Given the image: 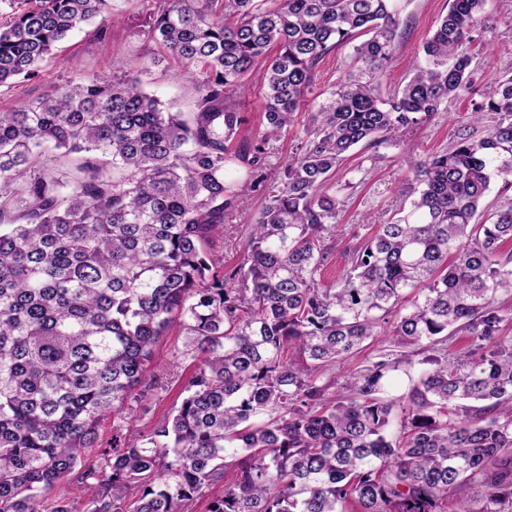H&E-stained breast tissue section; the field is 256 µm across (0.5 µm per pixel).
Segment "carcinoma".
<instances>
[{
    "instance_id": "cac0c4a2",
    "label": "carcinoma",
    "mask_w": 512,
    "mask_h": 512,
    "mask_svg": "<svg viewBox=\"0 0 512 512\" xmlns=\"http://www.w3.org/2000/svg\"><path fill=\"white\" fill-rule=\"evenodd\" d=\"M488 0H448L426 65L379 91L400 25L394 0H161L151 40L198 75L197 111L166 112L114 70L53 86L0 111V512H40L85 464L107 414L145 407L156 345L181 320L196 361L186 397L147 435H112L91 512H177L221 485L208 512H512V203L476 220L494 182L512 188V75L472 103L480 139L404 159L413 187L393 219L327 266L344 206L332 183L346 153L421 127L473 88L470 46ZM0 87L33 79L110 0H10ZM353 47L340 79L268 191L243 260L209 251L246 207L233 159L266 181L270 138L288 132L324 58ZM264 71V135L234 149L233 95ZM462 333L466 345L448 351ZM413 351L397 353L395 345ZM376 346L344 392L336 365ZM428 370L397 404L393 373ZM400 428L391 432L395 410Z\"/></svg>"
}]
</instances>
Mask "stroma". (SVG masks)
I'll use <instances>...</instances> for the list:
<instances>
[{"label":"stroma","instance_id":"1","mask_svg":"<svg viewBox=\"0 0 512 512\" xmlns=\"http://www.w3.org/2000/svg\"><path fill=\"white\" fill-rule=\"evenodd\" d=\"M400 26L396 52L387 66L381 90L391 94L412 77L417 63L423 62L422 46L448 10L447 0H397ZM117 23L106 36H99L96 25L90 24L72 33L61 42L54 56L41 65L36 79L19 82L0 89V109H10L20 102L38 97L50 85L62 84L80 74H108L121 67L127 75L140 79L146 92L157 97L169 111L191 113L197 108L199 91L195 75L183 71L178 60L144 35L148 18L147 0H112ZM491 28L482 40L473 44L476 87L489 91L499 76L512 70V0H489ZM351 47L329 54L316 71L313 91L307 105L297 113L295 121L280 139L270 141L267 182L280 185L281 172L295 146L305 137L311 117L329 95L340 76L352 71ZM261 73L248 79V89L241 93L245 122L235 140L240 150H252L261 138L262 85ZM472 95L461 92L443 105V113L431 123L413 128L379 147L357 146L337 168L333 183L341 185L345 206L337 218L332 238L334 251L324 270L325 279L339 276L346 264V252L354 244L355 234L366 233L369 221L384 222L399 192L408 189L410 177L401 165L405 154L423 159L447 149L458 135L485 136L490 123L475 126L470 122ZM226 178L236 187L247 189L246 210L230 217L222 237L211 247L215 257L231 267L243 258L242 243L249 226L264 203L265 191L251 188L244 163L229 164ZM188 340L181 324H173L157 344L158 360L151 366L153 379L158 380L148 410L139 412L133 422L135 431L149 433L164 416L178 407L184 397V384L194 370L192 359L175 360Z\"/></svg>","mask_w":512,"mask_h":512}]
</instances>
